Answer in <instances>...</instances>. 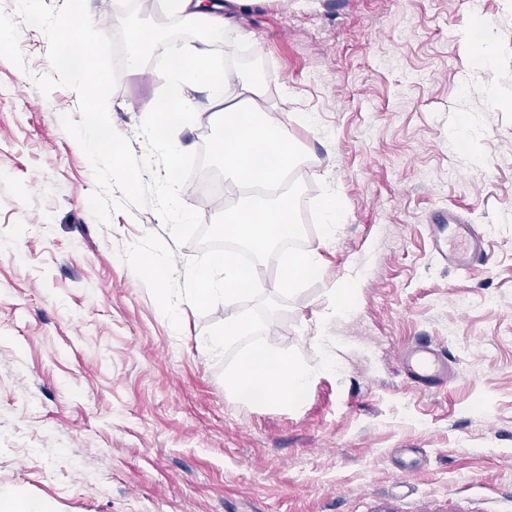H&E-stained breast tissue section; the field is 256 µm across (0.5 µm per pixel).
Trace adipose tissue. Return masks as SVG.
<instances>
[{"instance_id": "adipose-tissue-1", "label": "adipose tissue", "mask_w": 512, "mask_h": 512, "mask_svg": "<svg viewBox=\"0 0 512 512\" xmlns=\"http://www.w3.org/2000/svg\"><path fill=\"white\" fill-rule=\"evenodd\" d=\"M247 0H165L170 13L204 35L195 43H170L164 48L174 67L168 68L166 96L144 103L153 118V135L165 151H173L174 129L194 116V90L206 94L209 121L215 128L218 152L232 188L240 189L264 179L273 189L270 198H240L224 212V230L256 256L275 249L287 237L297 235L292 218V199L283 183L297 161L296 148L283 122L275 118L265 99L266 83L246 79L221 65L213 47L223 41L226 30L236 25L238 7Z\"/></svg>"}]
</instances>
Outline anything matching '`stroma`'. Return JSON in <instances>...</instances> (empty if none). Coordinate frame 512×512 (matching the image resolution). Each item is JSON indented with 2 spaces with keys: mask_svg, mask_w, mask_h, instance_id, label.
<instances>
[{
  "mask_svg": "<svg viewBox=\"0 0 512 512\" xmlns=\"http://www.w3.org/2000/svg\"><path fill=\"white\" fill-rule=\"evenodd\" d=\"M482 20L484 61L463 39ZM20 46L24 67L0 58V489L51 512H512V0H255L215 48L266 80L305 202L326 184L344 206L317 282L265 333L317 364L326 293L356 277L329 328L339 371L293 409L226 396L198 347L223 305L180 302L172 329L120 251L153 234L182 265L197 247L150 208L93 217L61 124L78 95L34 83L41 31ZM162 85L125 70L109 99L136 155ZM438 209L487 232L486 264L436 257ZM421 340L454 371L430 392L401 358Z\"/></svg>",
  "mask_w": 512,
  "mask_h": 512,
  "instance_id": "obj_1",
  "label": "stroma"
}]
</instances>
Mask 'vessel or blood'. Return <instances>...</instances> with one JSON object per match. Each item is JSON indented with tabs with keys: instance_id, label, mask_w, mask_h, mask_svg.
<instances>
[{
	"instance_id": "obj_1",
	"label": "vessel or blood",
	"mask_w": 512,
	"mask_h": 512,
	"mask_svg": "<svg viewBox=\"0 0 512 512\" xmlns=\"http://www.w3.org/2000/svg\"><path fill=\"white\" fill-rule=\"evenodd\" d=\"M431 231L436 239L438 257L458 270H471L488 258L486 233L463 223L453 212L436 211L432 216ZM405 365L412 386L424 391L440 386L448 370L444 358L427 344L410 347L405 355Z\"/></svg>"
}]
</instances>
